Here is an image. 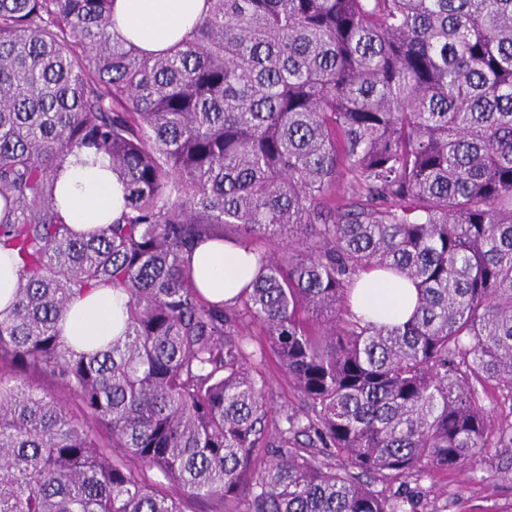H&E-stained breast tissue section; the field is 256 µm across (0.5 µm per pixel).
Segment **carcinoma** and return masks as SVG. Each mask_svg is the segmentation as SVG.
<instances>
[{"label": "carcinoma", "mask_w": 512, "mask_h": 512, "mask_svg": "<svg viewBox=\"0 0 512 512\" xmlns=\"http://www.w3.org/2000/svg\"><path fill=\"white\" fill-rule=\"evenodd\" d=\"M113 0H0V512H417L407 491L512 449V0H207L148 56ZM103 153L126 208L76 235L55 188ZM288 240L212 303L185 257ZM419 291L355 316L361 272ZM121 290L124 332L77 351L70 304ZM299 406L273 420L247 329ZM19 263L10 253L0 250V309L12 297L19 276ZM416 302L417 291L410 281L376 269L361 273L350 299L356 315L390 325L406 322ZM479 389L478 405L489 415L490 419H493L496 423L501 420L510 421V409L509 404L505 403L501 399V393L494 387H487L485 390Z\"/></svg>", "instance_id": "cac0c4a2"}]
</instances>
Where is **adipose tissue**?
<instances>
[{
	"label": "adipose tissue",
	"instance_id": "ef3b65f1",
	"mask_svg": "<svg viewBox=\"0 0 512 512\" xmlns=\"http://www.w3.org/2000/svg\"><path fill=\"white\" fill-rule=\"evenodd\" d=\"M206 0H114L115 29L141 50L158 54L178 43L205 13ZM61 215L81 235L98 233L123 211V185L107 156L82 151L69 157L57 182ZM202 295L211 302L234 299L255 275L250 247L221 240L199 245L189 259ZM417 302L414 285L395 275L371 269L361 273L350 305L366 320L406 322ZM125 296L110 287L96 289L75 300L63 321L67 343L77 349L101 347L124 329Z\"/></svg>",
	"mask_w": 512,
	"mask_h": 512
}]
</instances>
